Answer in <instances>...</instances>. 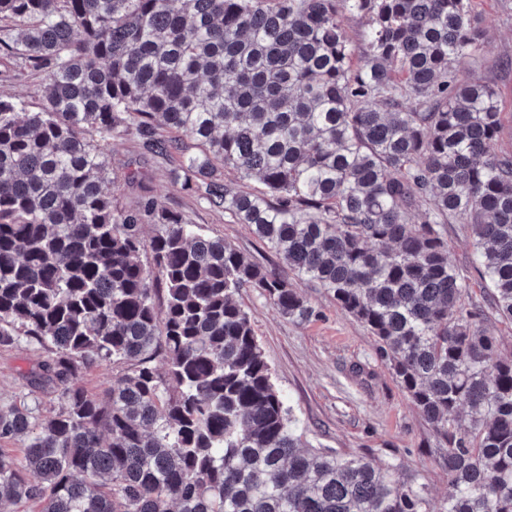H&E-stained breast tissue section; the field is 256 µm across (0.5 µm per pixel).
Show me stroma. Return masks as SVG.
Returning <instances> with one entry per match:
<instances>
[{
	"mask_svg": "<svg viewBox=\"0 0 512 512\" xmlns=\"http://www.w3.org/2000/svg\"><path fill=\"white\" fill-rule=\"evenodd\" d=\"M475 5L486 43L482 57L462 65L460 76L496 90L507 113L498 147L512 152V0H475ZM43 90L40 73L0 54V95L34 110L42 103ZM106 152L117 178L112 193L117 209H135L146 199H158L203 234L224 238L257 265L282 268L279 255L246 225L175 185L173 162L144 153L134 136L110 140ZM297 288L316 311L306 321L283 317L258 292L241 295L297 431L318 448L396 458L400 479L417 477L429 497L439 500L448 472L438 461L436 439L391 369L378 359L374 336L338 310L318 284L301 281ZM37 361V354L24 347L0 349V405L19 401L26 391L23 377Z\"/></svg>",
	"mask_w": 512,
	"mask_h": 512,
	"instance_id": "stroma-1",
	"label": "stroma"
}]
</instances>
